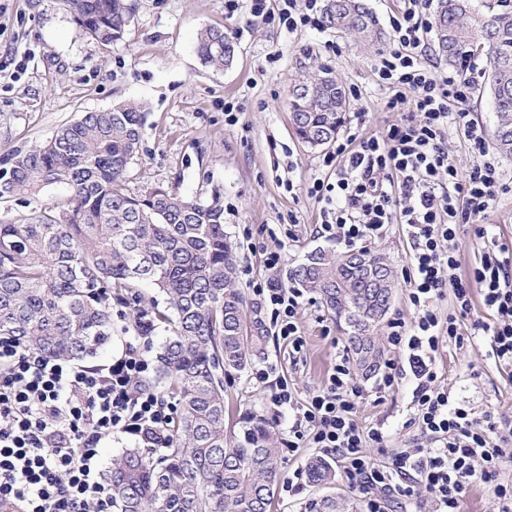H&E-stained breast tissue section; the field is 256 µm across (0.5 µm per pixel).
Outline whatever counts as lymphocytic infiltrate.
Segmentation results:
<instances>
[{
    "label": "lymphocytic infiltrate",
    "mask_w": 512,
    "mask_h": 512,
    "mask_svg": "<svg viewBox=\"0 0 512 512\" xmlns=\"http://www.w3.org/2000/svg\"><path fill=\"white\" fill-rule=\"evenodd\" d=\"M250 12L266 24L322 30V0H249ZM432 25L428 0H404L390 19L389 51L375 72L385 87L388 111L399 120L383 136H361L365 112L323 158L333 179H316L307 193L320 206L321 230L347 246L368 247L404 226L412 254L406 271L413 322L394 319L387 340L401 351L389 360L376 392L394 391L413 377V415L429 448L414 445L376 462L369 451L386 447L382 427L359 422L363 396L347 354H339L325 383L306 395L280 381L272 396L292 410L290 448L309 446L332 459L347 484L363 495L366 512H387L388 494L409 502L427 501L432 512H462L474 481L490 484L498 512H512V481L500 478L512 462V419L454 402L438 383L437 354L444 344L463 347L461 317L481 291L492 322L474 321L487 333L489 357L512 370V244L488 242L471 277L444 242L464 224L489 211L498 196L512 191L502 181L485 138L467 109L475 82L431 64L422 41ZM464 130L476 157L468 175L448 158L449 127ZM271 312L276 335L292 355L306 339L297 314L301 289L270 279L258 288ZM451 295L454 313L437 302ZM147 332L128 338L122 354L102 367H86L32 350L0 334V512H112L103 479L104 439L123 434L151 452L167 448L175 404L147 382L150 362L141 343Z\"/></svg>",
    "instance_id": "1"
}]
</instances>
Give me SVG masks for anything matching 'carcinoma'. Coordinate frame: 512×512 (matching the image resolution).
Returning <instances> with one entry per match:
<instances>
[{"label":"carcinoma","mask_w":512,"mask_h":512,"mask_svg":"<svg viewBox=\"0 0 512 512\" xmlns=\"http://www.w3.org/2000/svg\"><path fill=\"white\" fill-rule=\"evenodd\" d=\"M79 31L101 43L120 37L131 0H63ZM326 26L377 50L383 34L363 0H325ZM438 50L448 65L482 55L497 117L495 147L512 155V0L477 10L472 0H439L433 19ZM204 63L224 67L235 42L209 26L197 37ZM320 75L293 85L289 112L295 134L311 145L332 142L347 109L339 81ZM142 106L86 112L28 150L9 151L0 170V203L29 205L40 191L67 194L16 219L0 221V333L56 357L90 361L112 341V291H158L164 310L135 309L167 332L156 354L159 375L177 398L179 419L168 453L158 461L130 448L112 463L108 483L117 512H269L282 477L278 432L258 411L246 410L238 430L224 429V375L242 373L265 355L269 339L259 306L247 303L236 280V253L224 229L219 196L187 200L163 186L132 194L127 170L142 137ZM287 282L318 296L344 323L353 361L369 378L385 354L378 331L396 288L383 255L369 249L338 254L317 248L287 272ZM308 474L334 479L318 458ZM301 512H357L350 500L322 495Z\"/></svg>","instance_id":"obj_1"}]
</instances>
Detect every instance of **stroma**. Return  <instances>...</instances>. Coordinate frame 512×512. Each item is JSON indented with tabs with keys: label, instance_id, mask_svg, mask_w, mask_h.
Wrapping results in <instances>:
<instances>
[{
	"label": "stroma",
	"instance_id": "stroma-1",
	"mask_svg": "<svg viewBox=\"0 0 512 512\" xmlns=\"http://www.w3.org/2000/svg\"><path fill=\"white\" fill-rule=\"evenodd\" d=\"M135 10L121 39L103 44L79 35L77 24L60 0H0V156L50 138L82 113L111 108L124 101L145 107L140 153L128 169L127 187L140 193L155 185L172 188L188 199L220 194L224 225L238 254V281L246 294L267 278L285 280L286 270L314 248H336L321 237L320 207L307 189L325 176L322 149L295 135L288 111L294 79L308 69L324 68L342 84L360 87L363 97L348 101V112L365 111L364 135L384 134L396 122L387 111V90L374 73L376 53L360 50L336 31L294 33L264 24L248 8L228 14L224 0H134ZM208 26L225 28L237 44L231 66H205L197 54V35ZM23 72H16L17 63ZM237 105L235 121L224 114L225 102ZM295 225L296 238L286 244L281 270L260 264L262 249L274 247L277 235ZM487 237L512 242V192L499 195L487 215L459 233L452 246L462 274L478 265ZM374 251L388 258L398 279L391 316L412 322L415 310L404 278L410 243L400 225L376 241ZM299 323L306 336L300 358H292L278 337H271L264 359L266 383L246 370L224 382L227 421L244 409H261L280 433H287L291 412L275 406L271 395L280 380L305 393L320 386L345 347L344 335L319 299L304 303ZM486 336L463 348L446 347L437 356L442 384L475 412L488 409L512 416V378L487 356ZM414 387L405 378L380 401L360 403L365 423L382 424L391 449L407 447L415 435L408 426ZM314 451H282L285 478L297 480L299 493L280 487L273 512H300L308 498L333 493L355 502L363 497L343 479L330 485L309 482L306 463Z\"/></svg>",
	"mask_w": 512,
	"mask_h": 512
}]
</instances>
